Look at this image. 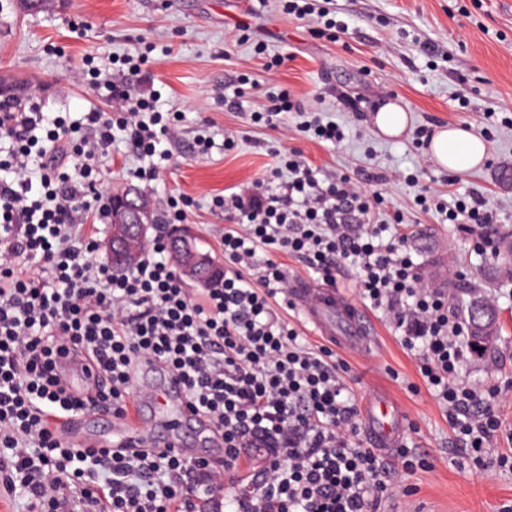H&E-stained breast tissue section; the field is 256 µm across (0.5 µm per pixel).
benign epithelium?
I'll return each instance as SVG.
<instances>
[{
    "label": "benign epithelium",
    "instance_id": "obj_1",
    "mask_svg": "<svg viewBox=\"0 0 512 512\" xmlns=\"http://www.w3.org/2000/svg\"><path fill=\"white\" fill-rule=\"evenodd\" d=\"M156 212L153 199L135 188L112 196L111 232L100 248L112 258L113 267H123L146 244L156 227ZM175 257L182 277L193 283L205 282V272L211 266L207 255L184 243L177 246Z\"/></svg>",
    "mask_w": 512,
    "mask_h": 512
}]
</instances>
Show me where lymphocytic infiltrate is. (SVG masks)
<instances>
[{
  "label": "lymphocytic infiltrate",
  "instance_id": "lymphocytic-infiltrate-1",
  "mask_svg": "<svg viewBox=\"0 0 512 512\" xmlns=\"http://www.w3.org/2000/svg\"><path fill=\"white\" fill-rule=\"evenodd\" d=\"M111 112H89V144L76 128L31 106L24 116L0 112V500L24 499L27 512H197L225 486L231 512H379L395 477L424 466L402 447L392 470L356 446L358 410L331 350H311L275 309L288 280L276 260L287 253L331 277L358 271L356 293L382 313L413 351L422 379L447 409L454 432L480 461L502 427L498 389L459 380L471 346L447 293L424 279L406 238L367 217L379 193L350 176L307 164L300 150L278 163L254 190L212 198L223 212L224 278L194 293L166 253L164 234L116 275L91 261L93 242L82 221L107 205L93 164L122 132L143 166L133 176L151 185L170 160L180 113L160 112L159 94L106 83ZM69 146L79 177L48 164ZM405 183L414 202L433 205L442 223L477 233L499 223L498 212L472 190L455 205L432 202L415 174ZM271 251L260 278L250 270L258 247ZM82 353L108 379L83 396L57 373L60 357ZM146 359L182 380L190 406L224 438V463L170 451L115 452L73 443L61 425L99 407L115 419L131 399L130 372ZM259 449L265 460L249 479L240 459ZM80 486V495L71 487Z\"/></svg>",
  "mask_w": 512,
  "mask_h": 512
}]
</instances>
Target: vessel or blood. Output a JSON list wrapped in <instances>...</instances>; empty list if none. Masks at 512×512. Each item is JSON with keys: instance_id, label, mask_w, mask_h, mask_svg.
<instances>
[{"instance_id": "b4317fda", "label": "vessel or blood", "mask_w": 512, "mask_h": 512, "mask_svg": "<svg viewBox=\"0 0 512 512\" xmlns=\"http://www.w3.org/2000/svg\"><path fill=\"white\" fill-rule=\"evenodd\" d=\"M288 283L289 308L323 343L349 352L370 349L375 340L372 319L340 291L322 287L302 275L289 276ZM59 369L66 382L81 383L88 392L96 390V378L88 376L78 362L62 359ZM132 386L135 399L127 409L126 419L110 427L114 450L150 446L157 451L172 450L189 459L222 460V452L215 449L221 435L189 409L185 389L175 377L158 366L143 363ZM364 422L372 448L388 455L398 447L406 420L394 401L384 396L367 401Z\"/></svg>"}]
</instances>
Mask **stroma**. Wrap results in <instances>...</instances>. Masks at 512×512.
Returning <instances> with one entry per match:
<instances>
[{
    "label": "stroma",
    "mask_w": 512,
    "mask_h": 512,
    "mask_svg": "<svg viewBox=\"0 0 512 512\" xmlns=\"http://www.w3.org/2000/svg\"><path fill=\"white\" fill-rule=\"evenodd\" d=\"M328 8L348 25L336 42L282 13L274 0H51L34 12L21 9L19 0H0V78L30 85L43 111L76 121L111 109L86 79L93 68L122 79L116 56L154 44L136 87L159 91L163 110L180 112L183 121L170 145L173 159L148 193L193 198L185 223L198 248L219 264L225 221L211 212L210 201L265 180L275 163L271 148L300 149L311 165L348 174L363 190L381 193L374 220L403 212L398 233L407 236L424 276L447 289L453 306L466 312L478 297L498 311L497 335L466 361L460 377L501 387L504 428L491 448L496 455L512 452V279L495 276L498 257L479 252L475 236L416 207L412 190L398 179L423 164L414 144L420 127L467 128L483 136L486 160L454 184L448 171L429 165L431 188L448 201L479 190L503 218L495 238L512 235V186L499 181L501 170L512 169V0H330ZM243 25L252 36L245 44L237 40ZM257 40L269 55L284 56L279 70L265 69L253 52ZM243 73L250 78L244 107L225 110L224 97ZM280 86L346 125L348 140L332 148L291 129L253 123L252 113L264 111L268 93ZM461 94L467 107L459 105ZM388 100L409 114L406 131L396 138L379 136L369 122ZM207 120L217 147L203 156L194 138ZM227 138L235 142L229 152L219 148ZM137 164L125 143L115 142L100 168L99 190L109 196L133 184ZM372 318L378 344L366 355L345 354V381L359 404L377 390L390 391L415 427L409 447L431 463L399 477L383 512H500L512 504V470L467 464L414 356L380 313Z\"/></svg>",
    "instance_id": "35a3bbf8"
}]
</instances>
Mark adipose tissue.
<instances>
[{
	"instance_id": "obj_1",
	"label": "adipose tissue",
	"mask_w": 512,
	"mask_h": 512,
	"mask_svg": "<svg viewBox=\"0 0 512 512\" xmlns=\"http://www.w3.org/2000/svg\"><path fill=\"white\" fill-rule=\"evenodd\" d=\"M430 154L439 167L464 172L484 162L488 147L483 139L471 131L451 126L436 130L431 140Z\"/></svg>"
}]
</instances>
